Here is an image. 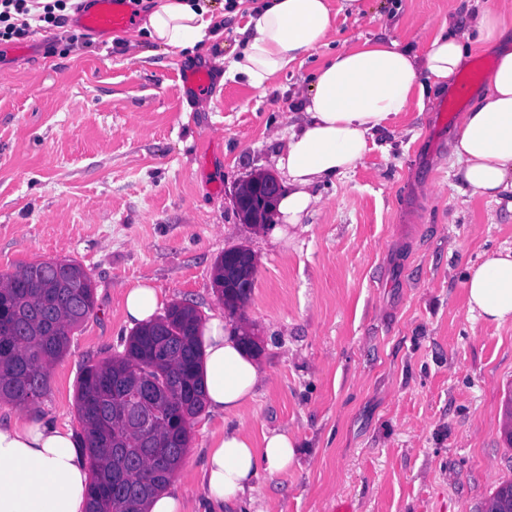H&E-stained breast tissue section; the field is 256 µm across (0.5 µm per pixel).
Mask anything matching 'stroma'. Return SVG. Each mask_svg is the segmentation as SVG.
Here are the masks:
<instances>
[{
	"instance_id": "stroma-1",
	"label": "stroma",
	"mask_w": 512,
	"mask_h": 512,
	"mask_svg": "<svg viewBox=\"0 0 512 512\" xmlns=\"http://www.w3.org/2000/svg\"><path fill=\"white\" fill-rule=\"evenodd\" d=\"M73 0L56 27L0 44V275L50 259L80 264L95 307L74 330L33 412L79 432L85 365L124 348L123 291L150 280L164 304L254 333L264 381L235 416L202 412L170 482L189 499L211 433H293L288 471H259L224 512H481L512 481L504 435L512 399V321L468 309V266L512 249L506 204L456 190L450 144L460 122L436 106L401 113L355 169L319 185L288 243L243 223L237 187L272 170L297 96L343 43L383 37L420 49L470 0H365L338 16L328 47L292 63L266 90L224 78L239 16L190 53L143 32L83 21ZM209 76L206 95L183 84ZM249 250L255 287L224 308L214 267Z\"/></svg>"
}]
</instances>
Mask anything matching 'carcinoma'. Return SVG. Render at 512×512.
Masks as SVG:
<instances>
[{
    "mask_svg": "<svg viewBox=\"0 0 512 512\" xmlns=\"http://www.w3.org/2000/svg\"><path fill=\"white\" fill-rule=\"evenodd\" d=\"M93 308L91 278L77 263L41 261L0 277V402L33 405L47 393L51 366ZM200 321L194 307L173 303L137 327L122 353L85 366L76 408L91 471L88 512H143L183 462L190 419L204 408ZM146 365L155 393L143 402L137 392ZM510 509L512 482L485 503V512Z\"/></svg>",
    "mask_w": 512,
    "mask_h": 512,
    "instance_id": "1",
    "label": "carcinoma"
}]
</instances>
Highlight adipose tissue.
<instances>
[{
	"mask_svg": "<svg viewBox=\"0 0 512 512\" xmlns=\"http://www.w3.org/2000/svg\"><path fill=\"white\" fill-rule=\"evenodd\" d=\"M363 11V0L335 6L330 0H259L236 29L239 51L226 73L265 90L291 63L329 45L337 14ZM144 28L156 44L180 50L223 33L220 16L199 0H154ZM475 43L493 51L495 65L490 91L464 112L452 144L456 189L460 196L496 203L512 195V0H499L493 8L475 7L456 32L440 27L423 51L367 38L343 44L327 58L299 95L296 121L273 156L286 188L277 205L283 223L273 227V236L288 239L315 203L314 188L351 172L400 113L444 95ZM463 286L470 311L484 321L511 320L512 251L472 266ZM123 304L127 322L139 325L154 318L162 298L150 281L139 280L124 290ZM199 341L209 412L239 413L264 378L260 362L221 319L207 322ZM298 448L297 438L285 431L259 441L240 430L214 431L201 471L203 507L162 492L148 510L223 512L251 486L258 468L283 473L295 464ZM88 487L85 459L69 430L30 412L0 422V512H87Z\"/></svg>",
	"mask_w": 512,
	"mask_h": 512,
	"instance_id": "obj_1",
	"label": "adipose tissue"
}]
</instances>
